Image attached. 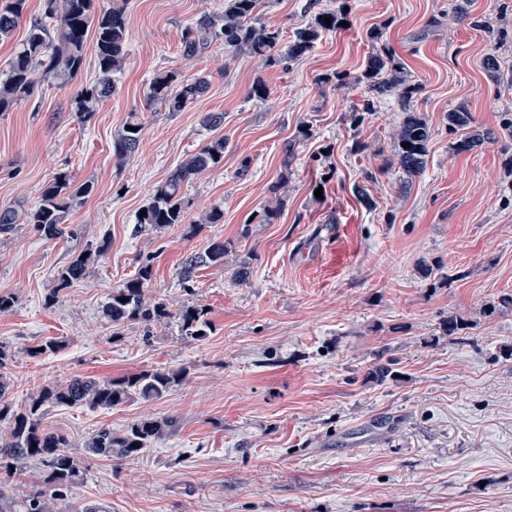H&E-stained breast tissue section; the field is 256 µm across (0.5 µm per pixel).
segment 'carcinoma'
Listing matches in <instances>:
<instances>
[{
	"label": "carcinoma",
	"mask_w": 512,
	"mask_h": 512,
	"mask_svg": "<svg viewBox=\"0 0 512 512\" xmlns=\"http://www.w3.org/2000/svg\"><path fill=\"white\" fill-rule=\"evenodd\" d=\"M43 17L31 22L21 48L14 54L6 69L0 73V112L7 111L17 100L35 95L37 75L75 77L80 71L89 28H95V51L98 78L81 89L76 111L89 114L110 98L126 66L125 43L128 33L127 0H112V7L101 10L97 0H43ZM261 0H224V12L219 18L209 16L199 21L184 37L186 55H193L205 42L220 41L230 52L246 51L264 62L296 60L311 51L328 33L340 29L347 20L345 4L334 10L318 9L308 23L294 32L286 50H280L279 29L266 25L259 14ZM27 8V0H7L0 8V38L10 37ZM485 69L497 84L512 86V76L501 70L497 59L486 58ZM360 81L365 83L364 109L369 110L374 98L396 91L410 99L421 86L409 84L402 63L389 48L383 46L369 56ZM205 77L182 80L170 70L156 74L149 84V97L170 112H180L208 89ZM448 131H465L453 144L457 153H469L482 146L488 134L471 128L472 115L464 108L449 111ZM133 130H128V127ZM142 124L130 114L124 128L114 141L115 154L123 159L139 147ZM432 134L429 124L416 112H408L395 133L398 164L407 173H420L426 163ZM224 159V139L217 138L186 158L176 170L154 190L146 214L137 216L143 227L162 228L186 223L187 211L183 186L194 177ZM93 185L76 187L69 176L58 173L42 187L36 208L28 215L49 239L64 232L66 216L72 204L89 196ZM227 250L222 242L212 243L204 252L195 253L183 262L181 276L192 280L197 269L224 264ZM91 256L74 258L58 272V289L84 278L89 273ZM151 277V267H140L138 276L112 290L103 306V315L114 327L137 321L149 325L166 316L164 304L146 299L144 288ZM182 335L200 340L208 336L211 322L208 310L186 305L178 315ZM186 378L184 370L160 369L143 371L119 379H83L76 377L64 384L43 387L19 410L4 402L9 389V373L0 357V470L20 473L35 460L46 468L44 482L33 484L19 495L9 496L0 490V512H58L57 503L65 500L86 458L126 459L146 451V447L175 427L172 418H140L129 422L120 432L102 427L83 442L81 455H75L64 436L40 429V421L49 408L102 407L112 408L128 401L163 398Z\"/></svg>",
	"instance_id": "carcinoma-1"
}]
</instances>
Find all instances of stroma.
I'll use <instances>...</instances> for the list:
<instances>
[{
    "label": "stroma",
    "instance_id": "stroma-1",
    "mask_svg": "<svg viewBox=\"0 0 512 512\" xmlns=\"http://www.w3.org/2000/svg\"><path fill=\"white\" fill-rule=\"evenodd\" d=\"M502 2L469 0L467 17L453 19L455 0H347L344 28L301 59L267 66L216 41L186 56V29L224 0H128L125 70L91 116L73 104L96 78L90 49L77 76L46 77L0 112V208L20 215L0 232V294L14 299L0 313L6 403L24 407L73 377L187 372L159 400L45 412L42 429L76 447L103 426L177 421L138 459L86 460L61 512L93 503L107 512H512V307L482 313L512 293V87L484 68L491 55L512 67V10ZM309 4L266 0L262 18L288 38ZM376 27L422 90L407 102L393 92L375 99L355 126ZM167 70L209 87L179 112L150 104V81ZM331 72L347 73L350 87L318 83ZM259 78L270 89L261 102L250 95ZM461 105L492 139L458 154L444 115ZM132 112L141 140L121 160L113 143ZM211 112L222 125L205 126ZM408 112L432 130L415 176L394 152ZM215 138L224 160L185 186L186 223L137 229L156 186ZM59 172L94 191L72 206L63 236L48 239L24 217ZM283 177L278 217L259 223ZM215 208L223 220L203 223ZM215 241L228 249L223 265L183 284L185 257ZM93 250L89 274L58 289L59 271ZM146 263V297L167 317L112 327L104 303ZM191 301L209 311L202 341L181 336L175 319ZM451 315L466 328L448 337ZM52 338L60 348L36 354ZM380 358L395 376L367 379Z\"/></svg>",
    "mask_w": 512,
    "mask_h": 512
}]
</instances>
